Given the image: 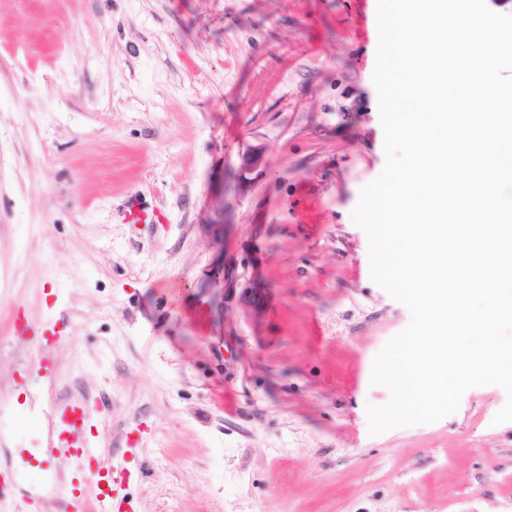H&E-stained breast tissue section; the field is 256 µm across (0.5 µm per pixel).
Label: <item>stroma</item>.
Here are the masks:
<instances>
[{
	"mask_svg": "<svg viewBox=\"0 0 512 512\" xmlns=\"http://www.w3.org/2000/svg\"><path fill=\"white\" fill-rule=\"evenodd\" d=\"M378 41L377 0H0V466L18 495L57 512L51 409L82 400L142 471L129 512H512L502 388L369 433L390 398L374 358L411 319L352 218L386 162ZM133 196L154 222L126 220ZM52 318L66 339L46 348Z\"/></svg>",
	"mask_w": 512,
	"mask_h": 512,
	"instance_id": "35a3bbf8",
	"label": "stroma"
}]
</instances>
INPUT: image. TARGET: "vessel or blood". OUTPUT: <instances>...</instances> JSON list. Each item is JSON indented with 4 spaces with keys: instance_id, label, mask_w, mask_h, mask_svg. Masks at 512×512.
I'll list each match as a JSON object with an SVG mask.
<instances>
[{
    "instance_id": "b4317fda",
    "label": "vessel or blood",
    "mask_w": 512,
    "mask_h": 512,
    "mask_svg": "<svg viewBox=\"0 0 512 512\" xmlns=\"http://www.w3.org/2000/svg\"><path fill=\"white\" fill-rule=\"evenodd\" d=\"M92 409L84 402H66L54 409L59 434L52 452L68 459L70 479L52 489L61 512H116L125 499L132 474L123 463L107 456L87 433ZM11 470L0 467V512H37L36 504L14 493Z\"/></svg>"
}]
</instances>
